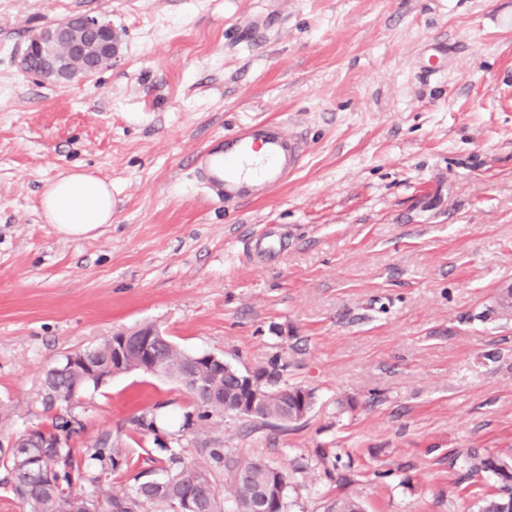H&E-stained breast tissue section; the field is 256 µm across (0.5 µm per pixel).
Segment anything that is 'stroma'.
<instances>
[{"label": "stroma", "mask_w": 512, "mask_h": 512, "mask_svg": "<svg viewBox=\"0 0 512 512\" xmlns=\"http://www.w3.org/2000/svg\"><path fill=\"white\" fill-rule=\"evenodd\" d=\"M74 14L121 32L118 61L52 85L18 66ZM273 120L303 138L271 195L228 207L193 160ZM81 167L111 223L68 237L40 210ZM512 0H0V442L51 424L46 370L159 327L314 394L292 423L185 426L176 383L131 372L70 407L73 447L119 435L146 479L172 448L288 471L284 512H476L466 455L512 456ZM153 412L157 433L128 438Z\"/></svg>", "instance_id": "obj_1"}]
</instances>
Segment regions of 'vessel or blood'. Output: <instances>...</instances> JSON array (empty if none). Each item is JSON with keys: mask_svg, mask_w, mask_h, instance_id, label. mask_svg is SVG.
Segmentation results:
<instances>
[{"mask_svg": "<svg viewBox=\"0 0 512 512\" xmlns=\"http://www.w3.org/2000/svg\"><path fill=\"white\" fill-rule=\"evenodd\" d=\"M303 146L281 124L254 122L226 132L222 148L201 153L197 171L225 204L273 192L295 172Z\"/></svg>", "mask_w": 512, "mask_h": 512, "instance_id": "1", "label": "vessel or blood"}]
</instances>
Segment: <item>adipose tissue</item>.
I'll use <instances>...</instances> for the list:
<instances>
[{"label":"adipose tissue","mask_w":512,"mask_h":512,"mask_svg":"<svg viewBox=\"0 0 512 512\" xmlns=\"http://www.w3.org/2000/svg\"><path fill=\"white\" fill-rule=\"evenodd\" d=\"M40 204L46 222L69 236H83L111 223L114 210L111 184L81 171L47 186Z\"/></svg>","instance_id":"ef3b65f1"}]
</instances>
